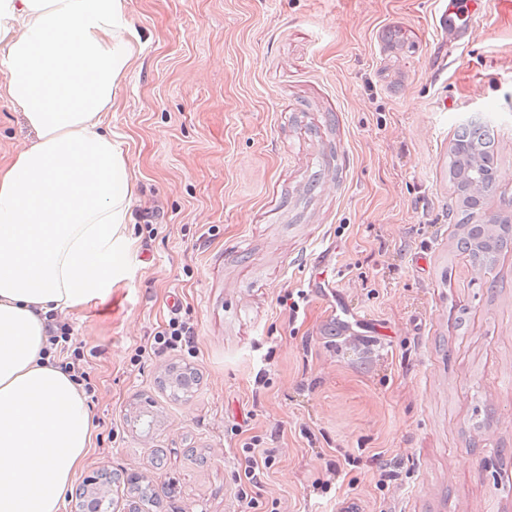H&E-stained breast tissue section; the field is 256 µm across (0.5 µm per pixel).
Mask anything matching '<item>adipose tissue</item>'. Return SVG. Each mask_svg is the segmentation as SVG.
I'll list each match as a JSON object with an SVG mask.
<instances>
[{"mask_svg": "<svg viewBox=\"0 0 512 512\" xmlns=\"http://www.w3.org/2000/svg\"><path fill=\"white\" fill-rule=\"evenodd\" d=\"M126 0H0V98L34 137L0 165V512H62L91 439L46 347L57 314L112 286L132 192L107 125Z\"/></svg>", "mask_w": 512, "mask_h": 512, "instance_id": "obj_1", "label": "adipose tissue"}]
</instances>
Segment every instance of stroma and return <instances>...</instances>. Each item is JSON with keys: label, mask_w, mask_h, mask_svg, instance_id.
Masks as SVG:
<instances>
[{"label": "stroma", "mask_w": 512, "mask_h": 512, "mask_svg": "<svg viewBox=\"0 0 512 512\" xmlns=\"http://www.w3.org/2000/svg\"><path fill=\"white\" fill-rule=\"evenodd\" d=\"M438 7L127 0L107 120L129 261L63 317L95 387L76 484L135 472L166 512H512V247L473 267L448 179L457 127L484 121L483 209L512 212V15L454 44ZM32 137L0 99V162ZM176 311L192 351L149 353ZM175 362L201 376L186 401L157 384ZM254 436L276 460L244 485Z\"/></svg>", "instance_id": "obj_1"}]
</instances>
